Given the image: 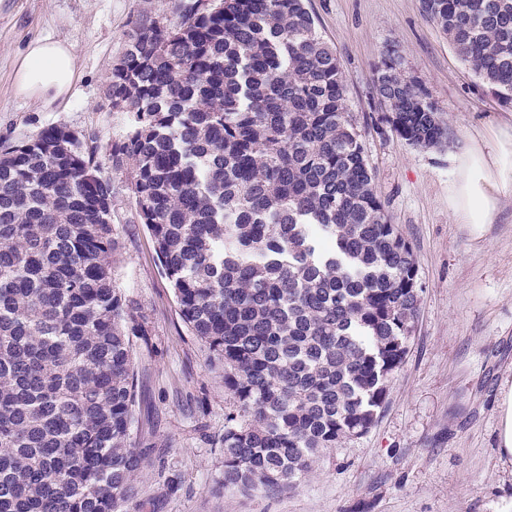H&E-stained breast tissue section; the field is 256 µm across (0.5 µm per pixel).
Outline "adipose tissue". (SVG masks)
Wrapping results in <instances>:
<instances>
[{
  "mask_svg": "<svg viewBox=\"0 0 512 512\" xmlns=\"http://www.w3.org/2000/svg\"><path fill=\"white\" fill-rule=\"evenodd\" d=\"M76 80L74 47L43 38L33 42L17 68L15 91L50 105L68 95ZM512 135L499 132L475 139L454 158L456 178L448 186V206L459 223H493L503 199L512 198Z\"/></svg>",
  "mask_w": 512,
  "mask_h": 512,
  "instance_id": "1",
  "label": "adipose tissue"
}]
</instances>
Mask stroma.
<instances>
[{
	"instance_id": "stroma-1",
	"label": "stroma",
	"mask_w": 512,
	"mask_h": 512,
	"mask_svg": "<svg viewBox=\"0 0 512 512\" xmlns=\"http://www.w3.org/2000/svg\"><path fill=\"white\" fill-rule=\"evenodd\" d=\"M175 0H0V143L64 126L108 149L124 132L105 96L112 67L142 13L175 23ZM349 87L351 115L376 191L412 244L422 285L416 330L372 429L321 452L288 492L222 488L220 439L237 404L189 334L138 214L125 173H112L119 242L114 277L146 331L138 348L139 424L133 441L161 455L138 477L158 512H512V456L503 453L502 385L512 382V199L475 230L448 208L451 161L471 139L512 122L422 13L420 0H307ZM73 43L77 81L52 106L14 91L15 70L39 38ZM399 49L440 109L445 149H420L378 122L375 65ZM177 480L167 490L164 477Z\"/></svg>"
}]
</instances>
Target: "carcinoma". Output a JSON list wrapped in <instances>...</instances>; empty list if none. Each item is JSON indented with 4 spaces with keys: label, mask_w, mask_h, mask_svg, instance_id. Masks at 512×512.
Here are the masks:
<instances>
[{
    "label": "carcinoma",
    "mask_w": 512,
    "mask_h": 512,
    "mask_svg": "<svg viewBox=\"0 0 512 512\" xmlns=\"http://www.w3.org/2000/svg\"><path fill=\"white\" fill-rule=\"evenodd\" d=\"M512 106V0H421ZM137 19L105 98L127 115L99 158L62 127L0 145V512H140L144 331L117 288L112 179L126 171L191 335L224 368L219 482L283 493L366 434L406 361L422 288L375 187L336 50L305 0H178ZM380 122L408 144L448 127L399 50Z\"/></svg>",
    "instance_id": "cac0c4a2"
}]
</instances>
